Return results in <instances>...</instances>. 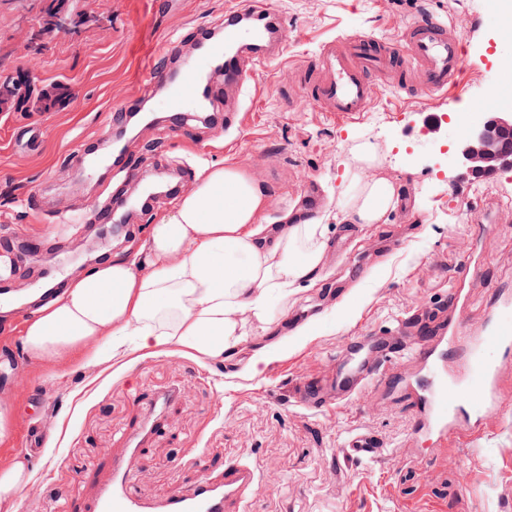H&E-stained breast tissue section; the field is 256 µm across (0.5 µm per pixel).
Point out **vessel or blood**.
Segmentation results:
<instances>
[{
  "label": "vessel or blood",
  "mask_w": 512,
  "mask_h": 512,
  "mask_svg": "<svg viewBox=\"0 0 512 512\" xmlns=\"http://www.w3.org/2000/svg\"><path fill=\"white\" fill-rule=\"evenodd\" d=\"M285 41L279 14L263 0H249L247 6L225 13L223 37L203 54L183 61L178 80L168 83L165 110L186 119L201 104L204 81L212 69L223 68L225 84L241 85L257 64L277 56ZM463 44L452 24L428 12L415 17L395 39L356 34L328 41L306 68L305 99L321 111L349 115L371 106L381 78L415 95L447 93L459 87ZM482 270V262L473 255L458 259L451 291L458 309H465V288L480 278ZM485 321V336H458L450 323L430 330L428 339L414 348L418 371L410 387L418 411L417 437L448 438L462 418L472 425L470 440L487 437V420L504 405L501 372L512 364V290L497 289ZM400 353L392 331L373 343L351 346L328 379L297 381L294 402L321 414L369 390L395 384L388 367ZM180 395L176 385L157 394L126 431L122 451L112 456L107 474L84 472L82 482L90 495L70 512H250L259 474L244 463L203 475L156 501L135 491L129 461L166 429L168 409ZM381 451L380 439L368 431L351 435L345 443L346 456L354 460H370Z\"/></svg>",
  "instance_id": "b4317fda"
}]
</instances>
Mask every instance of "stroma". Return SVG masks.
<instances>
[{
    "label": "stroma",
    "instance_id": "1",
    "mask_svg": "<svg viewBox=\"0 0 512 512\" xmlns=\"http://www.w3.org/2000/svg\"><path fill=\"white\" fill-rule=\"evenodd\" d=\"M82 16L71 32L44 33L46 0H0V74L16 68L36 77L29 103L0 112V268L11 287L34 292L38 270L61 264L66 277L83 274V252L95 244L103 258L141 250L175 197L134 207L120 238L102 234L96 212L106 202L141 196L162 170L178 171L187 192L200 169L232 161L252 176L269 200L262 223H281L300 208L308 186L339 213L344 173L354 147L371 142L381 173L401 187L398 207L384 224L346 226L329 221L325 267L311 287L288 300L270 297L273 321H246L232 356L216 361L159 352L134 354L120 371L73 361L63 371L22 359L29 389L0 385V412L10 433L0 460L24 458L33 478L12 512H63L81 499L84 469L111 459L135 421L134 397L167 384L181 386L169 409L167 431L131 460L135 486L155 499L188 486L205 465H253L261 476L253 512H512V367L504 370L506 411L490 437L473 447L468 428L436 444L428 465L418 452L411 391L372 390L332 413L310 414L290 397V382L332 373L343 343L397 329L414 313L442 326L457 321L463 336L481 335L493 288L512 287V171L486 184L449 166L445 152L457 133L422 128L431 109L455 114V98H404L380 85L368 112L341 121L303 103L301 72L329 40L356 33L398 37L421 10L451 22L466 42L461 64L466 110L487 107L494 95L512 98V15L499 0H267L287 32L283 53L258 64L245 91L224 92V74L211 77L210 112L234 105L243 124L234 130L203 117L140 127L126 160L87 168L76 153L97 151L111 137L115 112L141 102L160 109L153 73L166 69L158 49L177 59L195 56L208 29L243 0H62ZM49 100L41 112L34 102ZM468 185L472 214L461 220L452 186ZM480 250L483 276L468 288L470 311L448 300L459 256ZM50 429L45 447H23L32 424ZM375 433L385 453L370 463L344 457L346 437Z\"/></svg>",
    "mask_w": 512,
    "mask_h": 512
}]
</instances>
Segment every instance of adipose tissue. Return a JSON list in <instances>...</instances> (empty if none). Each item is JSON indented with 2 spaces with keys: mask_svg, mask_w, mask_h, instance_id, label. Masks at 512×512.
<instances>
[{
  "mask_svg": "<svg viewBox=\"0 0 512 512\" xmlns=\"http://www.w3.org/2000/svg\"><path fill=\"white\" fill-rule=\"evenodd\" d=\"M372 148L358 146L346 172L347 224H383L397 189L374 175ZM266 192L236 164L204 169L173 211L151 230L148 257L118 255L68 281L26 320L23 341L35 364L126 365L131 353L167 348L220 359L242 342L243 320L270 324L268 295L288 297L315 281L326 227L297 214L273 234L257 224Z\"/></svg>",
  "mask_w": 512,
  "mask_h": 512,
  "instance_id": "ef3b65f1",
  "label": "adipose tissue"
}]
</instances>
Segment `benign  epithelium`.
Listing matches in <instances>:
<instances>
[{
	"mask_svg": "<svg viewBox=\"0 0 512 512\" xmlns=\"http://www.w3.org/2000/svg\"><path fill=\"white\" fill-rule=\"evenodd\" d=\"M35 76L26 70H17L0 77V111L14 103L13 96L34 83ZM512 113H477L474 121L456 142L455 152L460 168L472 175L498 170H512Z\"/></svg>",
	"mask_w": 512,
	"mask_h": 512,
	"instance_id": "7a95c632",
	"label": "benign epithelium"
}]
</instances>
